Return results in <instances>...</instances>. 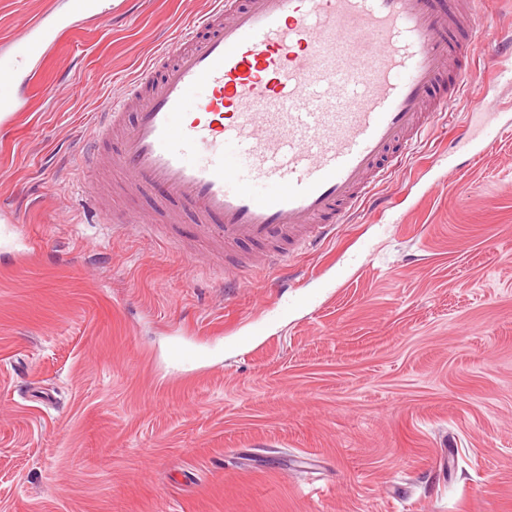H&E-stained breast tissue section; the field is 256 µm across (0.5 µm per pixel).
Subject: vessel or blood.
I'll list each match as a JSON object with an SVG mask.
<instances>
[{
    "mask_svg": "<svg viewBox=\"0 0 512 512\" xmlns=\"http://www.w3.org/2000/svg\"><path fill=\"white\" fill-rule=\"evenodd\" d=\"M103 0L48 9L0 47V128L22 108L25 64ZM194 31L154 56L97 121L120 126L128 187L161 191L171 222L251 243L288 270L374 197L474 76L488 0H209Z\"/></svg>",
    "mask_w": 512,
    "mask_h": 512,
    "instance_id": "vessel-or-blood-1",
    "label": "vessel or blood"
}]
</instances>
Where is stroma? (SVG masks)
<instances>
[{
	"instance_id": "1",
	"label": "stroma",
	"mask_w": 512,
	"mask_h": 512,
	"mask_svg": "<svg viewBox=\"0 0 512 512\" xmlns=\"http://www.w3.org/2000/svg\"><path fill=\"white\" fill-rule=\"evenodd\" d=\"M49 0H0V40ZM29 65L0 130V512H512V0L454 119L293 258L225 274L191 216L100 223L93 120L206 0H108ZM109 211L160 193L99 181ZM196 349L186 366L176 347Z\"/></svg>"
}]
</instances>
